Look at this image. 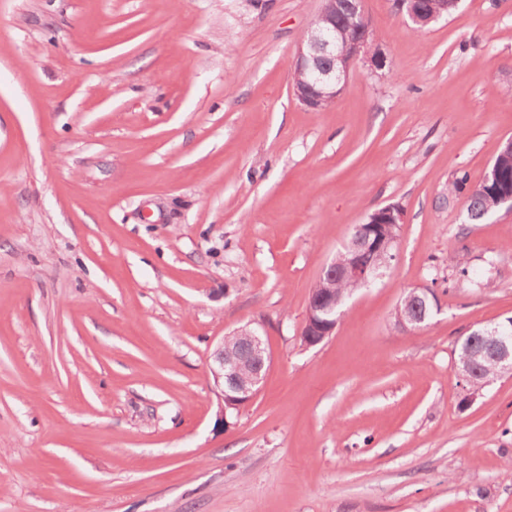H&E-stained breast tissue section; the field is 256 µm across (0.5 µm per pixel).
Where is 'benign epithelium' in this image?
I'll use <instances>...</instances> for the list:
<instances>
[{
    "label": "benign epithelium",
    "instance_id": "7a95c632",
    "mask_svg": "<svg viewBox=\"0 0 512 512\" xmlns=\"http://www.w3.org/2000/svg\"><path fill=\"white\" fill-rule=\"evenodd\" d=\"M408 2L415 0H395L396 7L406 11L414 25L421 21L428 25L443 17L441 13H434L423 21L421 12L411 6L405 7ZM336 3L337 0H323V7L301 39L294 60V70L304 75V81L293 85V91L299 103L310 110H320L326 102L336 101L358 60L365 59L374 68L385 66L384 57L360 26L368 21L363 0H353L355 7L350 11L353 22L343 28L336 26ZM403 221L404 213L397 206L376 210L367 222L358 226L357 235L345 246L346 260L341 264L333 260L325 266L319 281L326 283V288L312 291L309 297L301 331L306 345L321 343L336 329L342 316L334 292L336 280H352L367 286L380 276V269L390 265L391 254L377 267L363 262L361 251L379 252L382 233L399 227ZM412 294L421 302L422 309L399 317L398 324L405 329L421 327L428 319L429 307L435 303L428 289L414 288ZM246 336L249 356L255 363L252 373L242 374L241 354L227 349L222 341L210 357L209 372L220 398L217 420L223 427L230 426L227 409L248 404L259 392L270 368L271 358L261 336L254 331L247 332ZM467 340L470 343L469 357L455 366L457 376L465 385H471L478 367L485 360L495 363L499 375L512 377V318L492 326L477 327L469 333Z\"/></svg>",
    "mask_w": 512,
    "mask_h": 512
}]
</instances>
